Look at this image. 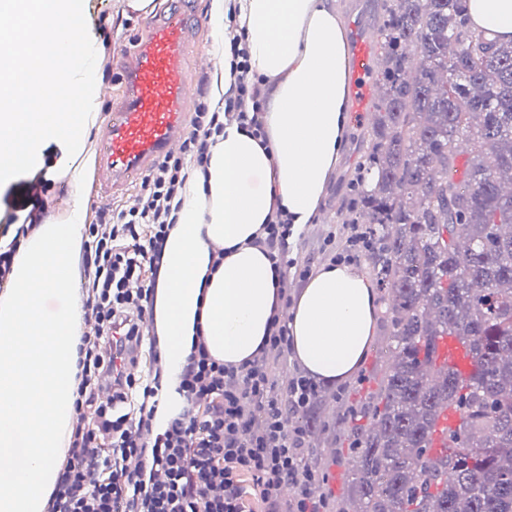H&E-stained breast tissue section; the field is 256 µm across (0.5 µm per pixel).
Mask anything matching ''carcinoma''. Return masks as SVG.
I'll return each mask as SVG.
<instances>
[{
    "label": "carcinoma",
    "mask_w": 512,
    "mask_h": 512,
    "mask_svg": "<svg viewBox=\"0 0 512 512\" xmlns=\"http://www.w3.org/2000/svg\"><path fill=\"white\" fill-rule=\"evenodd\" d=\"M462 0H379L373 118L349 224L378 243L386 305L365 423L341 432L350 496L332 512H512V43L467 27ZM469 349L437 365L438 341ZM324 396L301 415L336 436ZM459 416L431 455L439 411Z\"/></svg>",
    "instance_id": "carcinoma-1"
}]
</instances>
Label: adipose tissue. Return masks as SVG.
<instances>
[{
    "mask_svg": "<svg viewBox=\"0 0 512 512\" xmlns=\"http://www.w3.org/2000/svg\"><path fill=\"white\" fill-rule=\"evenodd\" d=\"M228 17L213 0V51L244 30L252 69L272 85L264 124L272 143L225 125L208 147L207 174L181 197L164 250L154 305L164 377L176 386L195 334L210 355L241 365L263 347L279 281L254 245L279 198L292 223H311L325 204L348 121L347 50L332 0H237ZM472 26L512 42V0H466ZM224 250L221 265L212 255ZM380 305L361 266H321L289 321L293 356L311 377L341 381L362 365Z\"/></svg>",
    "mask_w": 512,
    "mask_h": 512,
    "instance_id": "1",
    "label": "adipose tissue"
}]
</instances>
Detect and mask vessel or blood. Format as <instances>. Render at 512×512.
I'll return each instance as SVG.
<instances>
[{
  "mask_svg": "<svg viewBox=\"0 0 512 512\" xmlns=\"http://www.w3.org/2000/svg\"><path fill=\"white\" fill-rule=\"evenodd\" d=\"M191 13L186 0H172L168 10L156 12L146 29L121 49L117 70L120 95L104 87L109 101L97 152V184L102 197L129 192L132 184L170 152L176 151L188 132L187 116L197 94L187 66L195 58L198 69L214 66L213 56L190 43ZM349 92L352 109L363 112L372 93L370 71L375 43L363 18L350 23ZM465 349L456 337L438 343L439 365L465 367ZM458 415L442 410L434 433L432 454L443 451L449 429Z\"/></svg>",
  "mask_w": 512,
  "mask_h": 512,
  "instance_id": "vessel-or-blood-1",
  "label": "vessel or blood"
}]
</instances>
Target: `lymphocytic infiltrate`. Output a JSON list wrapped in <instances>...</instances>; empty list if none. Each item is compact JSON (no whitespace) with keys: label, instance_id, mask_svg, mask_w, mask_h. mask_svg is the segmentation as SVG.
Instances as JSON below:
<instances>
[{"label":"lymphocytic infiltrate","instance_id":"obj_1","mask_svg":"<svg viewBox=\"0 0 512 512\" xmlns=\"http://www.w3.org/2000/svg\"><path fill=\"white\" fill-rule=\"evenodd\" d=\"M231 53L229 92L252 103L235 118L269 146L267 80L252 70L242 37L232 39ZM223 130L218 113L200 102L179 153L143 178L137 204L101 214L88 227L80 266L85 330L74 392L78 423L46 512H247L249 486L261 512H326L329 477L310 467L300 422L318 385L298 369L282 389L272 373L291 354L287 311L294 287L314 274L312 262L294 251L301 234L279 200H272L254 240L267 250L281 299L259 355L227 365L209 355L203 336H194L175 389L181 408L161 432L154 425L163 399L161 369L142 381L121 375L112 363L117 327L131 349L146 341L153 359L161 357L153 311L165 241L175 225L172 205L202 171L210 139ZM369 249L356 225L342 237L330 229L319 237L318 251L332 265L354 262Z\"/></svg>","mask_w":512,"mask_h":512}]
</instances>
